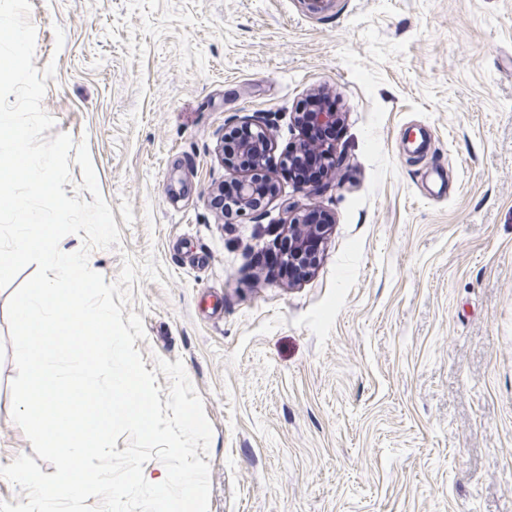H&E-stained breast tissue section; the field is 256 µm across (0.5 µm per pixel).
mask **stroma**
Instances as JSON below:
<instances>
[{
	"instance_id": "35a3bbf8",
	"label": "stroma",
	"mask_w": 512,
	"mask_h": 512,
	"mask_svg": "<svg viewBox=\"0 0 512 512\" xmlns=\"http://www.w3.org/2000/svg\"><path fill=\"white\" fill-rule=\"evenodd\" d=\"M30 2L45 135L86 144L121 232L89 258L160 275L135 347L203 401L209 512H512V0ZM320 88L343 123L313 191L283 163ZM253 115L277 190L227 217L217 141ZM291 207L332 219L298 282L252 264ZM35 271L0 289L3 466L33 452L7 304Z\"/></svg>"
}]
</instances>
